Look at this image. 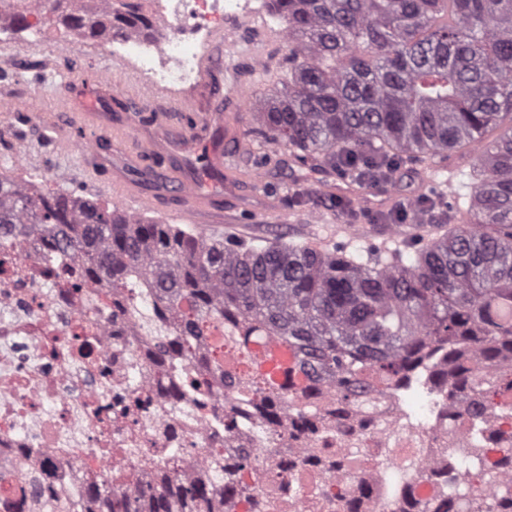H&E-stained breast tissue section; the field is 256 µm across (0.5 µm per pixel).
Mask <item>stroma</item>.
<instances>
[{"instance_id":"stroma-1","label":"stroma","mask_w":512,"mask_h":512,"mask_svg":"<svg viewBox=\"0 0 512 512\" xmlns=\"http://www.w3.org/2000/svg\"><path fill=\"white\" fill-rule=\"evenodd\" d=\"M242 36V44L215 52V74L191 90L161 93L128 60L27 33L22 46L0 50V161L23 148L26 171L61 172L77 195L162 224L176 223L177 189L192 184L223 215L198 227L204 236L300 242L309 235L323 245L381 247L377 238H348L341 225H394L395 211L423 183L402 170L389 192L369 190L371 205L332 204L320 190L323 173L299 168L286 148L251 132L255 103L288 74L282 28L258 19ZM86 127L98 155L76 146ZM175 136L193 142L196 153L154 154L157 142ZM298 193L312 204L292 208Z\"/></svg>"}]
</instances>
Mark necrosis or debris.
Returning a JSON list of instances; mask_svg holds the SVG:
<instances>
[{
  "mask_svg": "<svg viewBox=\"0 0 512 512\" xmlns=\"http://www.w3.org/2000/svg\"><path fill=\"white\" fill-rule=\"evenodd\" d=\"M157 22L135 37L113 33L102 39L108 56L132 60L148 85L164 92L194 87L198 59L213 33L266 15L265 0H143ZM187 399L178 377L161 366L153 342L123 313L111 288L89 282L80 261L48 249L28 234L16 248H0V500L8 512H31L11 497L18 471L38 469V488L53 495L60 483L76 488L103 480L113 469L156 475L151 448H177L167 475H206L204 449L236 460L247 436L224 442V425L212 411L182 415ZM379 421L413 423L415 447L388 448L367 441L366 456L379 461L367 473V512H406L403 474L407 467L442 487L449 473L465 468L444 452L457 428L459 411L445 394L420 384L387 391L374 406ZM141 448L144 456L122 459L109 448ZM299 462L286 442L265 455V481L253 484L264 497L268 480L288 492Z\"/></svg>",
  "mask_w": 512,
  "mask_h": 512,
  "instance_id": "4bbe7bcc",
  "label": "necrosis or debris"
}]
</instances>
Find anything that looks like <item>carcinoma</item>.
I'll list each match as a JSON object with an SVG mask.
<instances>
[{"instance_id":"obj_1","label":"carcinoma","mask_w":512,"mask_h":512,"mask_svg":"<svg viewBox=\"0 0 512 512\" xmlns=\"http://www.w3.org/2000/svg\"><path fill=\"white\" fill-rule=\"evenodd\" d=\"M54 0L42 24L89 36L151 27L131 0L78 11ZM286 22L288 80L263 98L254 130L305 169L363 185L390 183L409 165L430 176L448 154L474 158L462 208L442 223L429 196L407 201L414 256L363 260L342 245L309 250L206 237L120 216L97 199L26 192L0 173V240L36 230L110 283L131 313L149 301L146 332L162 362H182L185 391L224 386V438L291 439L301 455L341 453L336 471L302 468L295 495L270 489L268 512H302L307 494L329 504L350 480L349 512L370 487L366 430L376 396L420 371L435 378L465 425L448 447L467 470L448 491L418 497L416 512H504L512 507V0H266ZM490 437L483 441V432ZM147 451L161 461L177 448ZM243 448L230 470L155 482L112 471L113 485L37 497L32 512H255L247 483L261 452ZM485 498H471V485ZM123 489L112 497V486Z\"/></svg>"}]
</instances>
